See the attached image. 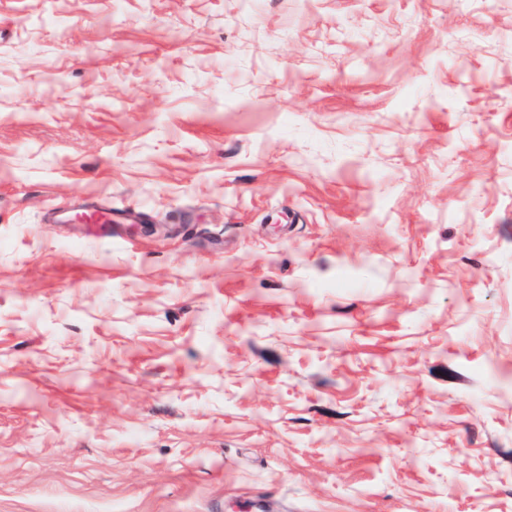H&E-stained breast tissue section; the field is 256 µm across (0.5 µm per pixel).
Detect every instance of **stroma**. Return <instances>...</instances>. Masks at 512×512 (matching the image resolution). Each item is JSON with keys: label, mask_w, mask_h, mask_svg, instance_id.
<instances>
[{"label": "stroma", "mask_w": 512, "mask_h": 512, "mask_svg": "<svg viewBox=\"0 0 512 512\" xmlns=\"http://www.w3.org/2000/svg\"><path fill=\"white\" fill-rule=\"evenodd\" d=\"M0 512H512V0H0Z\"/></svg>", "instance_id": "1"}]
</instances>
